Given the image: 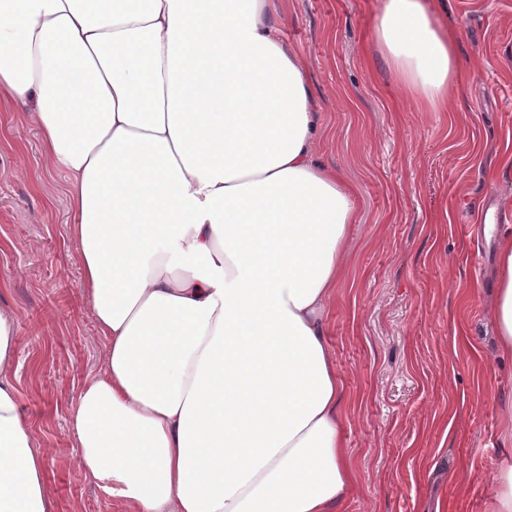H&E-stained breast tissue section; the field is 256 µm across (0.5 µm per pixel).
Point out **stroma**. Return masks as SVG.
Segmentation results:
<instances>
[{"mask_svg":"<svg viewBox=\"0 0 512 512\" xmlns=\"http://www.w3.org/2000/svg\"><path fill=\"white\" fill-rule=\"evenodd\" d=\"M326 133L315 159L356 208L325 333L343 383L350 492L338 512H488L512 408L496 346L495 240L485 196L512 232V0H442L460 87L439 110L404 93L372 53L379 0H275ZM0 311L11 372L54 512H125L84 473L67 406L99 376L106 343L70 235L71 180L26 105L0 95Z\"/></svg>","mask_w":512,"mask_h":512,"instance_id":"35a3bbf8","label":"stroma"}]
</instances>
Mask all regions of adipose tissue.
<instances>
[{
	"mask_svg": "<svg viewBox=\"0 0 512 512\" xmlns=\"http://www.w3.org/2000/svg\"><path fill=\"white\" fill-rule=\"evenodd\" d=\"M273 0H0V92L72 181L71 235L106 342L68 429L128 512H336L343 386L327 303L356 211ZM375 47L404 92L454 89L429 0H381ZM512 357V234L496 243ZM0 311V512H53L9 380Z\"/></svg>",
	"mask_w": 512,
	"mask_h": 512,
	"instance_id": "obj_1",
	"label": "adipose tissue"
}]
</instances>
